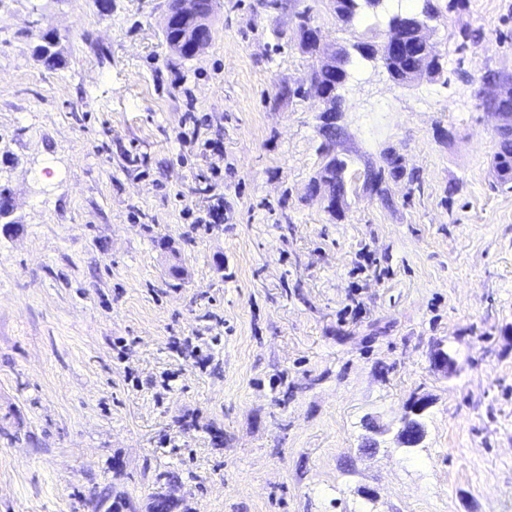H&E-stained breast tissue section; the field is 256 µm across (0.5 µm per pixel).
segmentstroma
I'll list each match as a JSON object with an SVG mask.
<instances>
[{"mask_svg": "<svg viewBox=\"0 0 512 512\" xmlns=\"http://www.w3.org/2000/svg\"><path fill=\"white\" fill-rule=\"evenodd\" d=\"M458 2L400 85L367 6L217 0L184 59L167 0H0V512H512V0ZM305 10L347 72L336 212ZM400 38V32H396L393 35H391L388 38V40L378 48L375 47L374 45L364 43L359 45V50L364 56L368 58H375L378 56L379 53V57L383 63V66H386L387 68L389 57L399 50ZM494 162L499 185L512 184V128L506 126L499 130ZM430 402L428 397L422 396L419 398H414L409 408V415H407L403 422L402 426L398 432V442L403 447L412 448L416 447L424 436L422 434H412L410 430V426L414 424L417 420L419 424L424 428L422 422L417 418L425 413V411L429 408Z\"/></svg>", "mask_w": 512, "mask_h": 512, "instance_id": "35a3bbf8", "label": "stroma"}]
</instances>
